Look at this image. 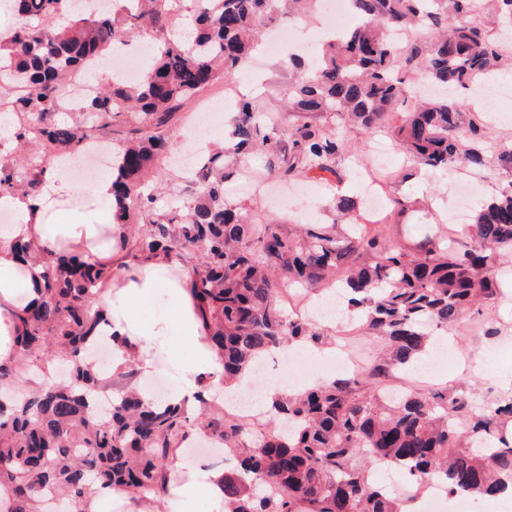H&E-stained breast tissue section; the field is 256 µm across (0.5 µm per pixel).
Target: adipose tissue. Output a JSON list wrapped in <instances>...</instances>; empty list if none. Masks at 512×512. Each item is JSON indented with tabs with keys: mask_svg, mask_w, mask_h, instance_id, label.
Listing matches in <instances>:
<instances>
[{
	"mask_svg": "<svg viewBox=\"0 0 512 512\" xmlns=\"http://www.w3.org/2000/svg\"><path fill=\"white\" fill-rule=\"evenodd\" d=\"M68 185L48 174L34 196L0 197V205L17 216L8 239L0 241V362L15 354L19 332L16 314L37 298L38 292L11 243L31 240L55 250L90 252L107 266L117 265L115 247L120 232L112 222V178L94 182L89 198L66 205ZM191 271L165 256L142 264L136 273L115 276L103 297L107 329L117 336L112 347V371L122 373L128 358H135L139 377L170 366L184 391L198 379L210 382L212 391H224L223 365L206 339L189 292ZM169 512H225L224 473L202 465L186 470L174 467L166 484ZM75 512H157L152 496L96 486Z\"/></svg>",
	"mask_w": 512,
	"mask_h": 512,
	"instance_id": "ef3b65f1",
	"label": "adipose tissue"
}]
</instances>
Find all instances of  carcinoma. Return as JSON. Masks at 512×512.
<instances>
[{
    "label": "carcinoma",
    "mask_w": 512,
    "mask_h": 512,
    "mask_svg": "<svg viewBox=\"0 0 512 512\" xmlns=\"http://www.w3.org/2000/svg\"><path fill=\"white\" fill-rule=\"evenodd\" d=\"M184 1L193 30L172 38ZM71 2L14 0L11 36L0 42V89L8 110L35 124L14 128L21 154L0 164V196L39 191L48 172L38 162L42 148L74 156L112 123H128L132 137L112 150V223L126 230L121 267L131 271L157 253L195 260L196 312L224 380L254 373L275 349L327 340L285 311L286 283L309 294L343 289L349 314L387 343V353L358 378L277 396L260 426L224 409L205 382L194 393L202 409L196 417L182 403L147 404L128 391L102 419L89 404L107 385L93 348L105 337L114 341L102 330L100 294L115 272L80 251L16 240L12 248L39 297L17 313L16 359L0 362V512H49L50 495L65 497L72 512L96 482L157 497L172 458L196 436L219 440L234 461L224 473L229 512H401L434 481L474 499L511 497L512 395L480 406L463 391L411 390L397 399L383 385L392 368L428 353L434 331L483 315L500 294L496 270L512 257V182L477 212L465 239L439 224L409 249L380 231L348 233L336 223L293 232L224 201L228 158L257 149L282 179L334 175L349 151L348 133H386L417 171L485 168L486 128L463 99L407 106L415 74L467 90L503 69L508 54L475 20L473 0H351L361 23L325 41L317 64L288 61L287 109L300 120L284 133L254 102H240L224 127L226 146L204 157L198 185L168 205L145 187V176L166 151L177 111L213 82L243 72L277 16L306 19L317 0H134L132 11L129 0H112L110 9L67 7L74 19L60 27ZM494 19L512 26V0H498ZM415 27L423 34L406 48L389 42V32ZM143 31L158 49L141 78L113 80L79 111L56 118L66 111L70 73ZM381 458L407 475L409 496L393 498L367 479Z\"/></svg>",
    "instance_id": "carcinoma-1"
}]
</instances>
